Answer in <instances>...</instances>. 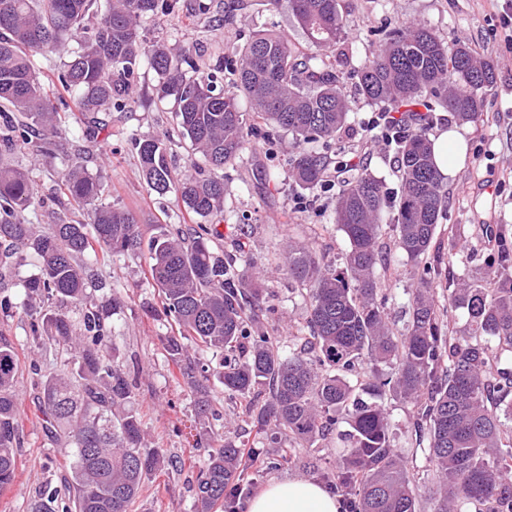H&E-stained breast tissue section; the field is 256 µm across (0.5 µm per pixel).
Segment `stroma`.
Here are the masks:
<instances>
[{
  "instance_id": "35a3bbf8",
  "label": "stroma",
  "mask_w": 512,
  "mask_h": 512,
  "mask_svg": "<svg viewBox=\"0 0 512 512\" xmlns=\"http://www.w3.org/2000/svg\"><path fill=\"white\" fill-rule=\"evenodd\" d=\"M231 6L230 18L195 15V0H180L178 11L161 16L144 32L148 40L177 41L203 51V60L213 63L230 57L256 31H275L288 37L299 53L312 46L288 10H273L266 0H224ZM347 21L341 62L345 69L365 61L378 33L403 22L426 25L439 39L455 48L463 44L495 68L496 83L488 90L484 112L475 122L458 121L447 111L433 115L429 139L457 128L467 146L464 160L453 161V173L445 177L448 204L437 229L441 246L463 247L450 269L451 275L479 276L480 265L466 262L467 252L489 253L498 244V231L512 229V48L491 39L498 24L503 0H339ZM135 85L140 101L130 111L112 115V127L102 130L88 159L90 172L106 185L107 202L132 210L144 234L169 224H189L193 218L174 194L148 193L138 164L136 141L164 137L176 166H184L192 155L188 140L178 132L170 102L157 99L158 76L148 61L136 69ZM345 94L352 104L345 128L327 148L329 154L360 149L368 133L365 123L374 104L359 97L353 85ZM292 135L278 131L274 139L253 137L242 158L224 171V249L237 242L234 225H251L248 248L265 262L266 285L278 312L259 315L258 321L287 344L290 336L303 331L307 309L299 292L277 268L289 243L312 244L328 257H340L346 247L334 221L335 195L318 199L310 208L295 205L302 194L289 172ZM11 163L29 168L37 183L38 197H47L55 180L65 172V158H42L26 150H14ZM99 273L121 297L112 316V341L120 364L139 376L136 404L145 415L156 447L184 462L181 471L148 475L133 512H193V486L205 452L183 441L176 429L194 415L193 397L177 368L164 356L161 340L171 335L173 324L156 312L157 294L148 283V263L141 255H123L102 266ZM31 374L19 377V414L23 446L18 456L16 485L0 494V512H28L29 502L46 481H59L58 463L66 450L49 443L33 407ZM392 443L414 477L418 512H433L437 478L424 448L418 447L410 429L409 406L388 402Z\"/></svg>"
}]
</instances>
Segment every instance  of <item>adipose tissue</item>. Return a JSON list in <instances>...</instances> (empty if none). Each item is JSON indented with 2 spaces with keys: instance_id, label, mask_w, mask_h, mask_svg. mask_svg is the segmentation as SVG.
Masks as SVG:
<instances>
[{
  "instance_id": "obj_1",
  "label": "adipose tissue",
  "mask_w": 512,
  "mask_h": 512,
  "mask_svg": "<svg viewBox=\"0 0 512 512\" xmlns=\"http://www.w3.org/2000/svg\"><path fill=\"white\" fill-rule=\"evenodd\" d=\"M339 496L312 480H274L246 505L245 512H342Z\"/></svg>"
}]
</instances>
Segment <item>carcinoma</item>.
I'll list each match as a JSON object with an SVG mask.
<instances>
[{"label": "carcinoma", "instance_id": "1", "mask_svg": "<svg viewBox=\"0 0 512 512\" xmlns=\"http://www.w3.org/2000/svg\"><path fill=\"white\" fill-rule=\"evenodd\" d=\"M288 8L315 52L300 55L274 32L251 33L227 66L202 67L186 47L148 41L146 25L174 12L178 0H0V145L23 143L55 158L65 150L70 93L82 118V133L93 137L112 112L138 103L135 69L147 59L161 78L158 98L171 99L177 125L197 159L181 176L159 137L137 143L149 191L173 193L188 213L207 224H172L144 239L128 209L104 202L101 177L82 165L59 178L51 202L86 219L40 226L26 222L36 193L29 173L0 166V268L33 251L39 272L24 286L27 341L42 349L54 343L68 358L54 373L30 368L39 389L37 410L46 436L69 445L65 489L47 482L30 512H130L145 476L173 464L146 439L144 419L134 406L136 381L116 359L112 315L117 303L95 292L109 287L94 269L112 257L147 251L152 286L163 311L179 328L163 348L179 366L196 396L201 426L220 420L208 383L215 377L224 398L240 402L261 447H250L260 466L276 469L295 460L321 471L349 512H417L413 476L393 448L385 408L396 401L414 408L412 427L427 448L439 478L435 512H512V372L492 365L512 361V245L483 259L479 278L448 283V307L431 293L444 253L436 230L447 203L433 146L423 127H411L394 142L399 190L391 193L371 173H352L336 201L335 223L347 247L341 262L315 247L288 244L278 268L298 286L308 311L306 336H291L288 350L277 337L258 331L252 318L274 314L277 306L259 282L258 258L241 241L226 253L224 178L218 172L247 149L258 125L295 138L289 158L296 185L322 186L331 158L314 143L329 142L343 129L351 105L343 92L352 82L359 95L405 111L438 107L475 122L496 77L492 65L465 45L448 51L423 25H398L380 47L350 71L326 63L345 22L339 0H268ZM77 39L76 50L68 44ZM55 80L44 81L36 59L63 55ZM252 105L240 109V98ZM393 208L398 255L422 268L419 285L404 289L408 320L398 330L388 318L392 295L384 291L379 239L385 209ZM0 298V310L17 306ZM468 315L469 336H455L452 312ZM212 351L205 363L197 353ZM19 358L0 337V493L16 478L21 447ZM349 429L334 470H320L311 451L336 429L338 416ZM305 450L302 456L265 453L279 447ZM195 447L208 449L194 485L195 512L225 508L227 494L246 474V444L211 429Z\"/></svg>", "mask_w": 512, "mask_h": 512}]
</instances>
